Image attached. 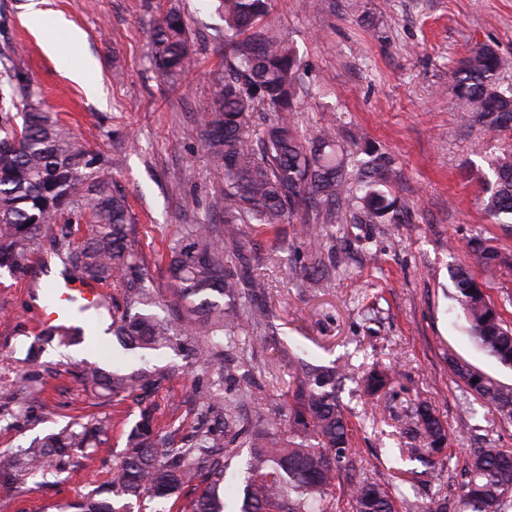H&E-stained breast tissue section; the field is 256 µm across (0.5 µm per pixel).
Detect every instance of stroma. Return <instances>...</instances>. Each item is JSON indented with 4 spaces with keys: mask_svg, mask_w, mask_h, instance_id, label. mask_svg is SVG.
Wrapping results in <instances>:
<instances>
[{
    "mask_svg": "<svg viewBox=\"0 0 512 512\" xmlns=\"http://www.w3.org/2000/svg\"><path fill=\"white\" fill-rule=\"evenodd\" d=\"M31 0H0V69L30 83L43 103L75 132L126 198L130 238L142 253L154 295L177 318L167 245L182 224H219L211 201L224 175L205 150L199 119L211 109L224 75V19L217 0H42L46 24L27 23ZM179 13L194 62L168 81L152 68L149 41L155 21ZM64 18L67 28L57 27ZM270 19L301 62L294 124L302 135L334 122L336 142L352 154L370 149L388 160L386 188L403 219L362 224L351 198L340 224H284L268 232L247 224L228 241L229 263L245 256L266 283L251 303L246 335L224 354L225 388L248 391L240 409L251 432L288 418L297 359L331 366L346 362L336 394L345 408L352 465L336 480L335 512H352L347 487L369 480L427 506L453 493L470 449H512V422L482 407L449 366L450 360L512 385V370L477 348L457 315L456 268L471 271L512 324V226L481 208L484 182L497 158L512 149V128L486 137L460 118L452 70L474 45L512 60V0H273ZM83 41L71 46L68 27ZM92 57L102 96L89 99L73 81L64 56ZM323 241L329 285H303L308 236ZM489 241L498 264H480L472 240ZM37 336L30 291L0 270V451L28 446L79 415L109 416L110 453L95 466L67 469L60 483L0 484V512H60L65 501L111 477L127 432L143 406L158 426L181 418L191 426L206 378L193 357L171 349L130 353V369L176 366L173 378L136 398L95 396L76 377L81 362L111 367L112 338L87 345L49 346L37 363L24 357ZM388 366L391 386L364 394L360 382L374 364ZM40 389L26 408L8 396L21 367ZM431 402L453 440L439 478L417 460L399 459L409 447L405 427L414 406Z\"/></svg>",
    "mask_w": 512,
    "mask_h": 512,
    "instance_id": "1",
    "label": "stroma"
}]
</instances>
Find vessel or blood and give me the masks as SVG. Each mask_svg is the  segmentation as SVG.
Returning <instances> with one entry per match:
<instances>
[{
    "label": "vessel or blood",
    "mask_w": 512,
    "mask_h": 512,
    "mask_svg": "<svg viewBox=\"0 0 512 512\" xmlns=\"http://www.w3.org/2000/svg\"><path fill=\"white\" fill-rule=\"evenodd\" d=\"M106 293L102 287L78 281L55 283L49 300L36 313L39 330L67 337L81 334L87 313L104 307Z\"/></svg>",
    "instance_id": "b4317fda"
}]
</instances>
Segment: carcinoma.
Here are the masks:
<instances>
[{
	"mask_svg": "<svg viewBox=\"0 0 512 512\" xmlns=\"http://www.w3.org/2000/svg\"><path fill=\"white\" fill-rule=\"evenodd\" d=\"M224 16V81L211 111L201 119L204 145L224 172V189L211 202L224 214V224H183L170 248V274L182 315L172 322L152 312L154 289L144 273V259L129 241L130 217L125 197L112 192L111 177L53 112L26 85L20 94L22 123L0 108V269L24 279L28 255L41 240L52 247L65 271L82 280L122 285L125 309L112 312L107 332L125 351L177 349L192 352L202 370L213 376L199 398L201 410L189 432L170 423L162 430L154 410L146 407L126 435V446L112 478L64 506L65 512H133V503L155 504L153 512H225L224 451L244 431L237 409L246 392L221 396L224 350L236 346L245 331L238 301L265 293L264 282L227 268L224 242L236 241L244 224L275 229L294 219L311 224H338L336 206L342 195L357 193L359 222L400 220L395 201L381 189L388 167L377 159L349 168L336 151L332 126L311 140L299 138L290 120L299 80L297 59L269 20L271 0H219ZM192 46L181 17L170 13L151 37V64L176 77L190 66ZM512 62L486 45L474 46L457 61L453 78L467 103L466 119L488 133L512 125V87L501 72ZM267 113L254 146L251 118ZM495 183L483 208L499 224H512V153L494 166ZM87 224L86 237L71 240L72 227ZM60 226L61 236L53 235ZM322 243L306 244L308 266L304 287L325 288ZM456 301L469 325L472 341L499 363L512 368V328L470 271L453 275ZM452 370L472 394L501 417L512 420V387L505 386L455 360ZM84 381L108 396L146 394L169 377L156 370L131 372L84 365ZM336 369L299 362L288 429L272 426L261 432L247 460L241 512H330L339 472L351 462L344 408L336 398ZM390 380L385 369L365 378L372 395ZM110 421H75L27 447L0 452V483L21 476L64 472L76 452L93 463L105 450ZM408 434L420 438V453L438 469L448 431L433 408L415 406ZM199 490L190 507L178 505L188 487ZM462 493L441 498L444 506L423 512H512V452L494 446L475 449L464 467ZM354 512H396L391 494L363 480L348 487Z\"/></svg>",
	"mask_w": 512,
	"mask_h": 512,
	"instance_id": "1",
	"label": "carcinoma"
}]
</instances>
